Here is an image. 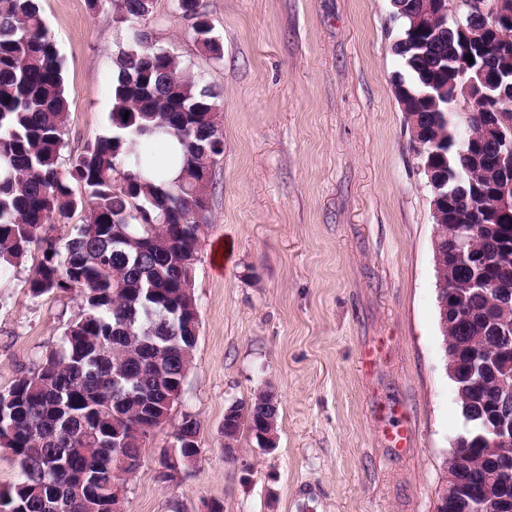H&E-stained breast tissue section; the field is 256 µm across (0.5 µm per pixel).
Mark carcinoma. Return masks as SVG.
I'll return each instance as SVG.
<instances>
[{
    "label": "carcinoma",
    "instance_id": "1",
    "mask_svg": "<svg viewBox=\"0 0 512 512\" xmlns=\"http://www.w3.org/2000/svg\"><path fill=\"white\" fill-rule=\"evenodd\" d=\"M113 10L127 22L145 21L154 0H112ZM183 16L193 20L196 41L215 59L222 43L200 0H178ZM401 39L396 56L402 80L415 95L411 112L430 140H437L435 165L443 169L461 199L452 202L451 224L435 225V237L446 240L459 224L475 232L469 248L476 269L512 295V215L487 214L477 207L500 179L495 156L484 146L483 123L429 101L425 77L441 86L457 81L454 33L441 32L428 50L407 40L406 26L396 21ZM145 34L116 57L108 134L88 144L59 170L68 120L62 60L45 26L39 0H0V280L24 267L32 249L41 260L28 285L39 297L46 293L75 295L80 310L58 345L32 369L22 370L7 395V427L0 429V450L19 466L17 481L0 489V512H47V497L68 490L74 474L94 479V496H81L71 512H112V448L130 451L137 472L145 443L124 442L133 427L145 433L167 418L181 395L195 348L191 311L196 267L184 261L195 252L210 206L214 168L224 155V139L215 121L220 94L204 84L175 55L146 48ZM477 111L499 115L498 133L512 141V108L495 101ZM175 137L182 146L180 172L169 181L156 166L160 137ZM83 190L77 196L73 185ZM85 210L71 239L52 235L51 221ZM472 275L463 261H450L448 277L464 281ZM463 329L443 334L445 350L454 357L457 403L464 420L458 447L469 456L462 481L474 486L495 484L505 512H512V482H499L512 472V442L488 449L479 436L493 437L499 419L512 417V350L495 359L473 360L480 350L512 345V328L499 327L502 307L494 293L460 304ZM163 353L161 367L154 360ZM159 396L145 403L136 392ZM263 393L246 411L227 407L225 428L253 439L264 431L270 407Z\"/></svg>",
    "mask_w": 512,
    "mask_h": 512
}]
</instances>
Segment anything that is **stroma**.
Here are the masks:
<instances>
[{"label":"stroma","mask_w":512,"mask_h":512,"mask_svg":"<svg viewBox=\"0 0 512 512\" xmlns=\"http://www.w3.org/2000/svg\"><path fill=\"white\" fill-rule=\"evenodd\" d=\"M69 104L60 168L110 128L115 60L130 39L110 0H40ZM212 59L174 0L148 45L220 94L224 155L198 245L201 320L179 402L126 484L125 512H433L463 420L436 308L430 191L392 86L390 0H203ZM0 281V390L56 346L74 295L33 296L39 261ZM277 395V446L224 411ZM200 454L158 481L184 414Z\"/></svg>","instance_id":"stroma-1"}]
</instances>
